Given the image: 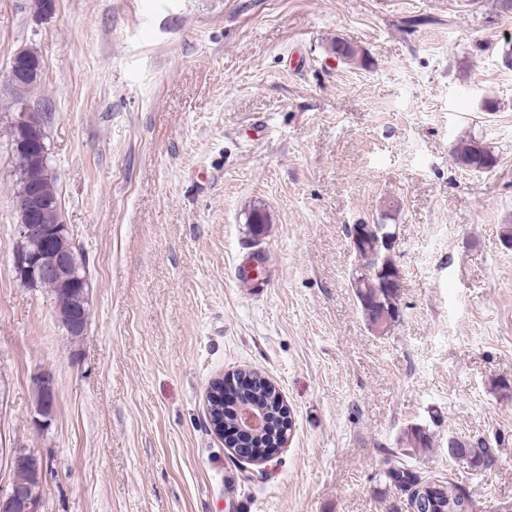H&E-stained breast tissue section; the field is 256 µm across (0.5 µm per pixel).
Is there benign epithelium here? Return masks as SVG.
<instances>
[{"label":"benign epithelium","mask_w":512,"mask_h":512,"mask_svg":"<svg viewBox=\"0 0 512 512\" xmlns=\"http://www.w3.org/2000/svg\"><path fill=\"white\" fill-rule=\"evenodd\" d=\"M40 76L39 64L21 70L9 69V82L36 80ZM45 116L41 112H20L15 119L14 139L17 154L32 161L45 155L46 145L42 138ZM16 209L22 222L15 227L16 240L12 252L13 272L16 277L38 287L44 280L52 278L66 288L70 303L57 310L58 317L72 331L81 327L83 303L89 300L91 282L85 273V264L80 259L75 241L66 224H50L49 216L58 204L37 195L32 190L20 192L15 199ZM32 389L36 393L31 425L38 433L47 432L55 417L54 375L43 370L32 378ZM240 425L251 433H262L268 420L252 408L239 412ZM23 465L28 479L22 484L9 483L0 489V512H41L45 461L35 451L10 450L8 467Z\"/></svg>","instance_id":"benign-epithelium-1"}]
</instances>
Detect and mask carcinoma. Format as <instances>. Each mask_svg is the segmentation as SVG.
<instances>
[{
  "label": "carcinoma",
  "mask_w": 512,
  "mask_h": 512,
  "mask_svg": "<svg viewBox=\"0 0 512 512\" xmlns=\"http://www.w3.org/2000/svg\"><path fill=\"white\" fill-rule=\"evenodd\" d=\"M332 53L348 65H364L359 49L345 41H336ZM452 158L459 168L465 170L471 168L482 172L497 164V156L490 147L476 138L460 141L454 148ZM12 167L14 193L34 184L40 195L49 199L59 197L49 160L42 161L36 168L17 160ZM246 223L250 224L251 233L259 236L264 233L270 220L267 212L258 207L248 213ZM389 229V224H357L348 231L350 235L359 236L354 251L361 252L364 259L375 256L364 268L357 270L352 284L357 305L371 327L378 323L387 326L399 317L400 289L388 286L389 278L397 276L399 269L390 251L378 244ZM236 377L235 401L226 403L220 394H213L209 396V414L221 417L224 429L235 432L238 429L240 406L251 405L265 411L270 430L247 440L255 459L263 460L271 456L273 449L280 447L285 442V435L291 432L290 412L276 387L257 372L241 370ZM430 443L431 434L427 428L416 425L406 428L401 438L400 458L388 462L385 478L407 493L409 508H415L417 512H470L471 500L453 481L424 478L403 462V458L415 457L419 450L429 447ZM456 445L464 449L467 467L474 471L486 469L496 461V449L482 439L458 441Z\"/></svg>",
  "instance_id": "obj_1"
}]
</instances>
